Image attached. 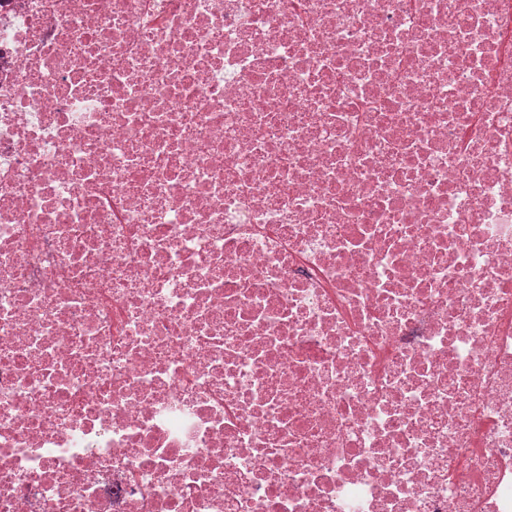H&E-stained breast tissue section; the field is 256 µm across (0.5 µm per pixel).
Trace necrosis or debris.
<instances>
[{
  "mask_svg": "<svg viewBox=\"0 0 512 512\" xmlns=\"http://www.w3.org/2000/svg\"><path fill=\"white\" fill-rule=\"evenodd\" d=\"M0 512H512V0H0Z\"/></svg>",
  "mask_w": 512,
  "mask_h": 512,
  "instance_id": "1",
  "label": "necrosis or debris"
}]
</instances>
